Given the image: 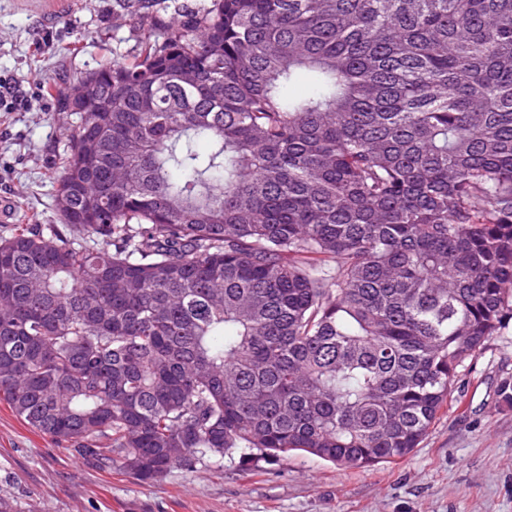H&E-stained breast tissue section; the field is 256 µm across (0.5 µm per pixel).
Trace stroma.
Returning <instances> with one entry per match:
<instances>
[{"mask_svg":"<svg viewBox=\"0 0 512 512\" xmlns=\"http://www.w3.org/2000/svg\"><path fill=\"white\" fill-rule=\"evenodd\" d=\"M134 0H0V79L23 100L0 112V202L11 224H54L55 156L71 119L46 94L65 75L122 59L143 35ZM11 224L0 223V236ZM512 324L459 373L407 458L340 468L293 452L238 453L143 481L59 448L0 403V498L13 512H512Z\"/></svg>","mask_w":512,"mask_h":512,"instance_id":"stroma-1","label":"stroma"}]
</instances>
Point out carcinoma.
<instances>
[{"label":"carcinoma","instance_id":"obj_1","mask_svg":"<svg viewBox=\"0 0 512 512\" xmlns=\"http://www.w3.org/2000/svg\"><path fill=\"white\" fill-rule=\"evenodd\" d=\"M56 91L0 402L59 447L391 463L512 322V0H212Z\"/></svg>","mask_w":512,"mask_h":512}]
</instances>
